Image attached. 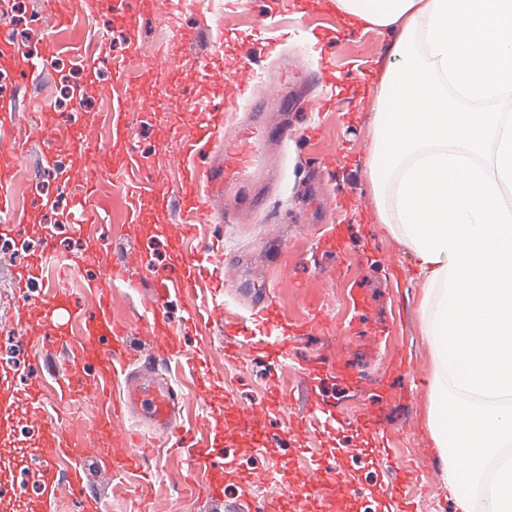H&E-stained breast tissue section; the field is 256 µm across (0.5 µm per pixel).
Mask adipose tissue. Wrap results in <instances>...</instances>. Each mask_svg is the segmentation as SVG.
<instances>
[{"instance_id":"ef3b65f1","label":"adipose tissue","mask_w":512,"mask_h":512,"mask_svg":"<svg viewBox=\"0 0 512 512\" xmlns=\"http://www.w3.org/2000/svg\"><path fill=\"white\" fill-rule=\"evenodd\" d=\"M398 27L364 160L424 281L430 433L453 512H512V0H332ZM472 451L461 467V449Z\"/></svg>"}]
</instances>
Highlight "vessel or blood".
<instances>
[{
	"mask_svg": "<svg viewBox=\"0 0 512 512\" xmlns=\"http://www.w3.org/2000/svg\"><path fill=\"white\" fill-rule=\"evenodd\" d=\"M73 16L72 0H42V17L48 30L67 25ZM186 37L177 34L169 46L155 57L145 59L146 71L159 66H171L183 55ZM96 67L112 71V82L103 89L112 102V134L128 138L127 119L130 112L149 115L151 98H131L125 88L129 80L125 71L114 68L108 51H101ZM31 62L19 57L15 71L19 80L10 94L0 97V128L6 136L0 139V237L14 241L31 236L33 217L40 210L44 196L33 190L24 207L16 205L14 172L23 149L31 136H39L44 146L42 164L55 169L58 156L64 151L79 152L87 166H99L120 174L126 201L125 221L135 223L137 206L143 197H150L160 206L176 204L181 220L171 225L174 241L188 237L196 225L213 219L212 200L228 190L233 178L251 173L259 164L257 143L269 137L287 139L288 130H271L254 120L236 121L232 115L240 111L241 99L251 86L265 82L263 71L251 64L227 73L214 67L208 59H200L202 78L221 81L231 92L217 102L188 100V107L198 112L200 119L191 130L169 129L164 145L173 149L171 162L177 170L175 189H168L147 166L141 154L126 147L117 157L107 158L95 144L94 133L86 123L81 107L66 113L56 126H40L31 120L30 108L20 106L31 82ZM224 143V157L212 158L216 141ZM92 188L75 194L64 211V220L73 235H82L86 226L96 221L90 204ZM214 245L198 240L188 261L153 271L154 290L145 302L142 320L146 335L155 339L159 352L178 367L196 371L198 355L187 354L176 342L182 327H200L221 317L223 306L216 298L201 295L200 280L213 258ZM84 266L97 269L98 278L87 286L95 294L92 307L73 304L65 289L56 283L44 282L38 297L27 293L29 285L43 280L42 259L31 255L13 272L20 288L14 309L13 335L15 342L27 352L24 372H17L11 362H0V500L9 503L12 512H52L60 497L75 500L82 512H104V504L88 492L87 463L113 476L135 475L146 480L151 476L149 436L171 434L182 441L179 459L183 469L193 479L201 481L205 494L212 499L221 496L224 474V450L213 442L199 443L197 434H209L212 424L195 419L176 424L178 394L160 376L158 362L141 356L130 341L129 327L112 315L114 281L125 279L129 269L142 266L140 254L132 253L120 260L104 258L88 252ZM191 297L182 324H174L167 316L171 297ZM38 325L41 334L31 337L28 329ZM58 352L75 360V367L64 374L51 376L47 360ZM93 360V372H86L80 363ZM97 408V429L108 431V447L91 444L87 434L66 433L63 419L82 402ZM331 424L342 429L355 428L375 433L377 425L370 413L349 419L341 413H328ZM413 473L409 463H400L386 491L397 512H414L413 502L401 494L403 485ZM336 478V464H326L313 470L307 478L312 490H328Z\"/></svg>",
	"mask_w": 512,
	"mask_h": 512,
	"instance_id": "1",
	"label": "vessel or blood"
}]
</instances>
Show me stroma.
<instances>
[{
	"label": "stroma",
	"instance_id": "stroma-1",
	"mask_svg": "<svg viewBox=\"0 0 512 512\" xmlns=\"http://www.w3.org/2000/svg\"><path fill=\"white\" fill-rule=\"evenodd\" d=\"M74 17L53 31L56 57L50 68H37L32 100L47 109L38 118L58 124L72 102H80L103 152L119 153L112 138V103L102 95L110 84L108 70L91 71L89 62L98 46L112 55L125 54L128 31L124 17L104 10L100 0H72ZM178 0H141L142 23L138 39L142 55L168 44L172 30L163 22ZM278 20L282 57L263 50L267 25ZM180 26L189 39L187 58L177 62V77L149 73L132 85L142 96L156 94L150 117L131 115L129 132L141 155L158 170L165 184L175 185L177 174L162 144L167 127L191 129L197 113L183 103L182 88L196 81L193 58L215 56L224 68L240 66L239 46L250 48L256 67L268 71L267 83L255 88L251 104L259 120L273 128L288 121L292 138L284 145L267 144V163L254 177L241 181L235 200L239 223L222 227L223 250L203 281L204 287H222V320L186 332L178 343L185 351H200L204 370L221 374L207 397H200L192 379L184 381L183 409L194 417L204 413L223 430L224 495L202 500L191 488L175 484L178 466L173 442L154 435V460L159 473L149 485L119 483L91 469L92 491L105 501L107 512H248L251 496L265 500L268 512H280L286 493L307 492L308 471L323 459L336 457L337 482L329 491L308 494L310 512H388L380 494L389 464L412 460L418 467L409 479L410 492H421L416 512H450L441 479V461L429 431V380L432 355L423 334L421 298L424 284L415 272L416 261L407 245L392 235L376 215V202L363 168L372 137L374 91L391 61V34L349 23L330 7L307 6L306 0H245L243 13L215 0L205 15L190 13ZM317 67L318 83L309 89L282 88L277 74L282 58ZM81 98H74V89ZM321 128L317 141L306 132ZM67 169H78L80 180L95 185L92 200L98 223L87 225L83 237L72 236L57 208L43 210L36 225L50 228L55 249L46 277L60 283L80 303L90 296L86 276L64 275L85 252L109 255L139 252L146 266L160 267L180 260L182 250L169 238L174 213L145 200L139 223L117 221L121 200L112 181L95 168L83 166L78 154L67 153ZM25 255L0 252V360L22 361L24 354L13 337L11 310L17 302L13 270ZM240 270L225 283L226 267ZM267 277L275 286L282 311L302 322L323 310L333 329L288 338L285 354L272 351L268 329L257 314V283ZM252 332L253 347L242 359L227 357L240 326ZM340 359V373L321 374L313 386L304 385L300 365ZM421 383H414V376ZM322 404H344L350 415L369 410L381 418L380 435L388 440L392 458L377 456L365 465L362 451L374 440L363 433L332 431L322 417L305 411L308 398ZM260 406L267 427L262 438L240 430L244 408ZM273 448L279 465L276 482L252 493L246 477L266 466L260 444ZM362 489L357 500L348 485Z\"/></svg>",
	"mask_w": 512,
	"mask_h": 512
}]
</instances>
